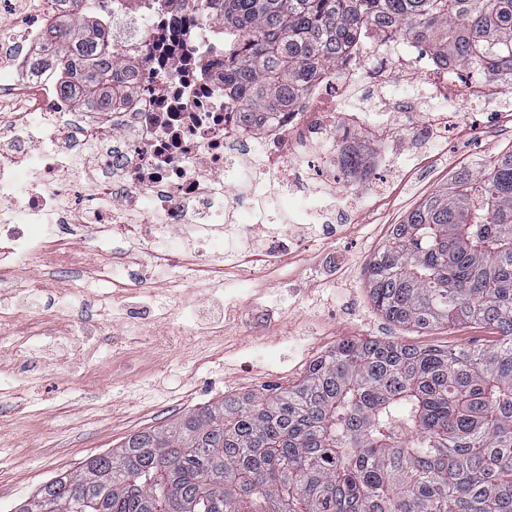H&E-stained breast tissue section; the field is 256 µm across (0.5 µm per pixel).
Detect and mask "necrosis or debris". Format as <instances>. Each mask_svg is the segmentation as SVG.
<instances>
[{
    "label": "necrosis or debris",
    "instance_id": "obj_1",
    "mask_svg": "<svg viewBox=\"0 0 512 512\" xmlns=\"http://www.w3.org/2000/svg\"><path fill=\"white\" fill-rule=\"evenodd\" d=\"M31 0H0V105L35 96L39 121L28 113L0 118V283L20 262L79 268L84 252L48 250L52 239L102 234L101 244L119 254L130 287L141 284L145 259L167 260L173 237L186 239L198 267L215 260L212 241L246 242L272 263L295 246L274 212L239 224L250 199L266 184L288 193L305 185L336 197L373 181L375 169L351 165V134L380 150L410 140L425 148L448 128L467 125L461 102L488 104L501 98L512 77L495 82L458 81L452 66L422 64L418 44L401 48L392 39L346 51L336 69L322 70L289 108L245 123L243 97L224 85V27L202 21L181 0H112L101 22L103 54L119 55L129 68L126 91L109 110H74L64 89L71 75L35 68L53 16ZM423 85L443 108L429 109L413 126L406 113L370 121L353 98L364 83L384 89L389 77ZM56 147L43 152L35 172L23 166L41 131ZM117 195L115 208L97 198Z\"/></svg>",
    "mask_w": 512,
    "mask_h": 512
}]
</instances>
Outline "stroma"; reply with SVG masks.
Segmentation results:
<instances>
[{
    "instance_id": "1",
    "label": "stroma",
    "mask_w": 512,
    "mask_h": 512,
    "mask_svg": "<svg viewBox=\"0 0 512 512\" xmlns=\"http://www.w3.org/2000/svg\"><path fill=\"white\" fill-rule=\"evenodd\" d=\"M500 113L465 103L469 125L426 151L392 154V185L357 186L336 200V236L320 238L326 198L270 192L298 244L274 263L237 252L224 270L143 268L140 293L92 239L74 240L81 271L32 265L0 285V512H15L40 485L105 454L125 438L227 394L287 389L340 341L377 337L420 348L489 347L493 328L395 326L374 310L363 271L421 200L462 168L480 172L512 151V99ZM86 285L75 293L77 285Z\"/></svg>"
}]
</instances>
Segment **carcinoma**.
I'll return each mask as SVG.
<instances>
[{"label":"carcinoma","mask_w":512,"mask_h":512,"mask_svg":"<svg viewBox=\"0 0 512 512\" xmlns=\"http://www.w3.org/2000/svg\"><path fill=\"white\" fill-rule=\"evenodd\" d=\"M243 34L224 83L284 108L346 50L405 36L512 73V0H184ZM47 62L100 109L125 62L56 24ZM366 288L388 321L495 328L489 348L344 340L279 393L230 395L42 484L17 512H512V151L460 170L391 228Z\"/></svg>","instance_id":"obj_1"}]
</instances>
